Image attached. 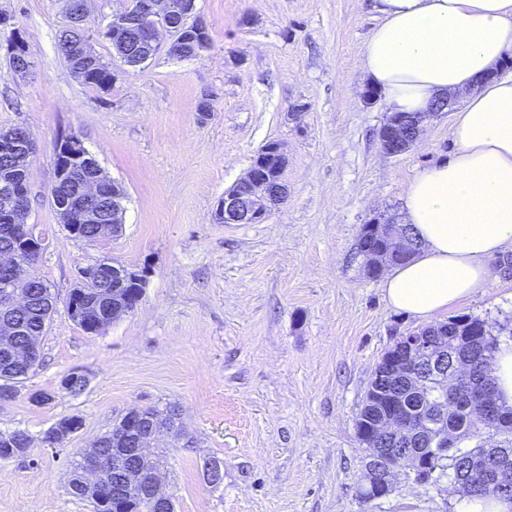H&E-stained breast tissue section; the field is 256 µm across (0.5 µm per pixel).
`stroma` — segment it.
I'll use <instances>...</instances> for the list:
<instances>
[{
	"label": "stroma",
	"instance_id": "obj_1",
	"mask_svg": "<svg viewBox=\"0 0 512 512\" xmlns=\"http://www.w3.org/2000/svg\"><path fill=\"white\" fill-rule=\"evenodd\" d=\"M117 7L88 3L85 28L107 61ZM195 11L210 37L200 56L159 53L102 90L58 50L66 0H0V128L26 127L36 142L27 222L45 246L33 273L57 299L42 365L0 403V433L32 437L27 458L0 463V512H93L70 491L73 461L128 411L169 404L186 436L162 435L154 452L176 512H472L449 480L404 471L387 497L356 496L365 390L396 334L426 323L388 304L359 233L377 214L403 222L408 181L454 150L451 114L404 154L382 151L385 105L361 98L372 0H195ZM14 32L33 63L23 75L7 51ZM69 134L127 194L119 238L81 241L59 222L55 144ZM273 140L288 154L287 200L261 224L216 223L225 189ZM112 259L144 272L146 287L133 313L91 335L65 302L80 268ZM449 313L512 319V277L491 271ZM74 370L88 378L77 397L60 387ZM72 415L81 429L44 447L43 431ZM213 459L224 464L216 486L204 480Z\"/></svg>",
	"mask_w": 512,
	"mask_h": 512
}]
</instances>
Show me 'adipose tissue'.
<instances>
[{
	"instance_id": "obj_1",
	"label": "adipose tissue",
	"mask_w": 512,
	"mask_h": 512,
	"mask_svg": "<svg viewBox=\"0 0 512 512\" xmlns=\"http://www.w3.org/2000/svg\"><path fill=\"white\" fill-rule=\"evenodd\" d=\"M364 71L389 112L427 113L469 88L453 115L451 157L403 195L422 247L383 288L395 309L429 317L485 288L486 262L512 245V75L481 82L512 48V0H375Z\"/></svg>"
}]
</instances>
